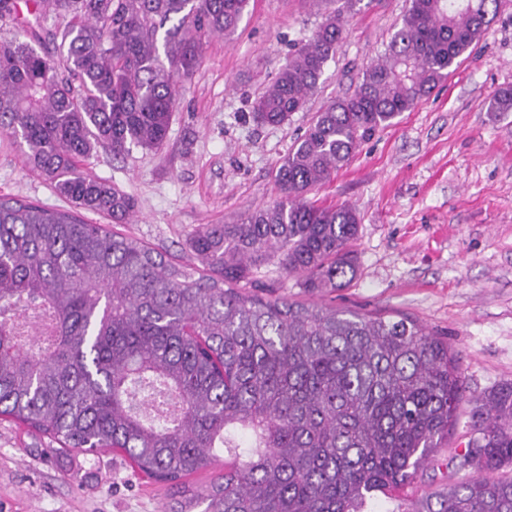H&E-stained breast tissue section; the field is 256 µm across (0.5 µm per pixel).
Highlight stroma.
I'll list each match as a JSON object with an SVG mask.
<instances>
[{
	"mask_svg": "<svg viewBox=\"0 0 512 512\" xmlns=\"http://www.w3.org/2000/svg\"><path fill=\"white\" fill-rule=\"evenodd\" d=\"M408 0H357L349 33L306 107L280 126L252 119L258 93L295 44L336 8L334 0H251L234 33L204 42L184 80L164 147L122 159L98 151L84 171L137 200L120 233L192 267L191 234L227 224L280 198L275 173L328 101L353 93L384 55ZM512 86V0L458 71L415 109L376 131L345 167L309 195L354 206L357 275L323 302L366 316H407L447 341L465 388L445 447L404 492L374 499L372 512H425L448 492L449 470L472 436L475 401L512 384V112L495 93ZM0 195L61 211L70 204L0 136ZM166 486L137 475L122 453L54 450L0 419V512H168Z\"/></svg>",
	"mask_w": 512,
	"mask_h": 512,
	"instance_id": "1",
	"label": "stroma"
}]
</instances>
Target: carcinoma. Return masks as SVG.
<instances>
[{"label":"carcinoma","instance_id":"carcinoma-1","mask_svg":"<svg viewBox=\"0 0 512 512\" xmlns=\"http://www.w3.org/2000/svg\"><path fill=\"white\" fill-rule=\"evenodd\" d=\"M29 2L31 38L0 36V134L71 209L0 197V416L64 451L123 453L179 497L171 512H365L411 482L463 399L448 343L410 317L272 298L257 273L274 264L309 293L354 279L356 209L307 194L457 71L500 0H411L385 55L288 152L280 200L190 236L194 269L86 222L126 224L137 203L79 164L162 148L177 81L250 0ZM352 2L298 44L255 122L304 108ZM48 17L56 58L36 48ZM492 111H512V87ZM221 456L209 484L186 485ZM461 464L476 474L427 512H512L511 384L482 401Z\"/></svg>","mask_w":512,"mask_h":512}]
</instances>
